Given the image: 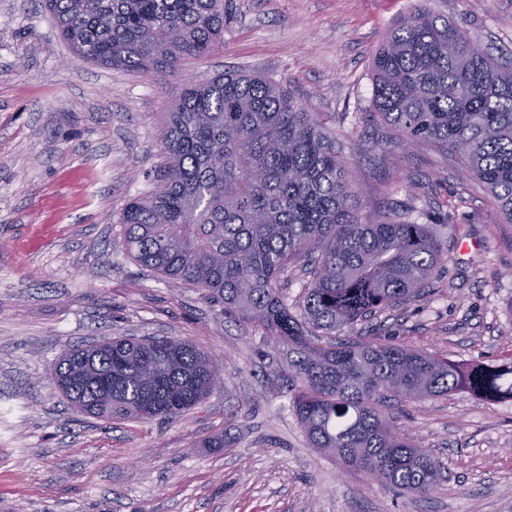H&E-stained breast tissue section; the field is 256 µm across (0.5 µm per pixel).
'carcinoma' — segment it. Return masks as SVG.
<instances>
[{
  "instance_id": "1",
  "label": "carcinoma",
  "mask_w": 512,
  "mask_h": 512,
  "mask_svg": "<svg viewBox=\"0 0 512 512\" xmlns=\"http://www.w3.org/2000/svg\"><path fill=\"white\" fill-rule=\"evenodd\" d=\"M83 58L162 78L224 43V0H45ZM369 115L407 145L454 151L512 224V60L472 51L455 21L416 7L374 53ZM166 170L125 207L119 245L143 268L203 290L224 317L278 347L292 407L312 447L421 498L440 464L402 432L392 402L466 390L512 400V360L461 367L379 336L341 337L423 297L448 244L414 209L356 213L336 137L280 81L224 73L186 85L166 112ZM296 299L278 288L298 264ZM52 380L77 412L107 421L169 419L220 383L178 338L110 337L62 352Z\"/></svg>"
}]
</instances>
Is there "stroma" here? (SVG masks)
I'll return each mask as SVG.
<instances>
[{
  "instance_id": "stroma-1",
  "label": "stroma",
  "mask_w": 512,
  "mask_h": 512,
  "mask_svg": "<svg viewBox=\"0 0 512 512\" xmlns=\"http://www.w3.org/2000/svg\"><path fill=\"white\" fill-rule=\"evenodd\" d=\"M420 3L512 56V0H224L223 47L159 81L73 54L41 0H0V512H512V400L394 407L447 475L419 501L311 448L272 346L116 246L125 206L158 183L171 100L187 81L257 71L335 131L361 217L411 204L448 245L420 300L357 332L463 367L512 355V224L494 223L456 156L366 118L371 57ZM113 336L194 342L222 383L169 421L79 415L50 365ZM215 435L223 447H205Z\"/></svg>"
}]
</instances>
